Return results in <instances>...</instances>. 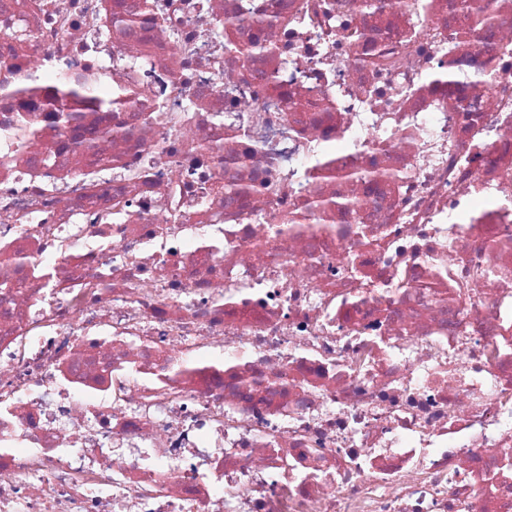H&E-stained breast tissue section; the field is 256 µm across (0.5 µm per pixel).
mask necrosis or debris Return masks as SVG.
Wrapping results in <instances>:
<instances>
[{
  "label": "necrosis or debris",
  "mask_w": 512,
  "mask_h": 512,
  "mask_svg": "<svg viewBox=\"0 0 512 512\" xmlns=\"http://www.w3.org/2000/svg\"><path fill=\"white\" fill-rule=\"evenodd\" d=\"M0 512H512V0H0Z\"/></svg>",
  "instance_id": "1"
}]
</instances>
